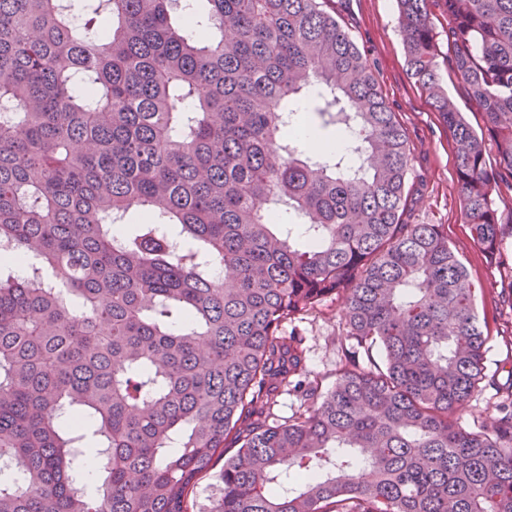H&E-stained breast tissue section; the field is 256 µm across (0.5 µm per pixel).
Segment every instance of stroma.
<instances>
[{"instance_id": "stroma-1", "label": "stroma", "mask_w": 512, "mask_h": 512, "mask_svg": "<svg viewBox=\"0 0 512 512\" xmlns=\"http://www.w3.org/2000/svg\"><path fill=\"white\" fill-rule=\"evenodd\" d=\"M333 6L366 55L413 149L409 182L414 191L407 205L408 223L445 225L450 247L477 288V309L487 321L489 336L485 365L495 382L481 384L461 410L460 422L465 429H481L500 406H512V172L502 168L495 142L486 141V162L495 177L493 196L503 233L501 252L490 262L463 219L453 135L409 75L396 0H334ZM437 64L449 96L472 128L482 130L483 114L473 106L455 75L452 51L442 49ZM344 308L343 296L334 295L282 328L283 334L295 332L303 337L306 367L327 387L335 382L343 357L347 332Z\"/></svg>"}]
</instances>
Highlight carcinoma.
Here are the masks:
<instances>
[{
	"label": "carcinoma",
	"instance_id": "cac0c4a2",
	"mask_svg": "<svg viewBox=\"0 0 512 512\" xmlns=\"http://www.w3.org/2000/svg\"><path fill=\"white\" fill-rule=\"evenodd\" d=\"M329 2L0 0V245L26 264L0 266V475L20 474L0 512H188L217 457L209 512H512V410L459 422L486 380L476 288L445 225L405 221L410 145ZM430 2L397 0L407 66L493 261L512 0H440L480 135L438 76ZM190 14L233 39L198 41ZM310 94L307 125L343 148L302 152ZM336 294V383L275 421L307 374L281 327ZM91 438L94 494L73 485ZM223 467L224 459L219 458L209 470L200 475L187 504L190 512H209L212 500L218 492Z\"/></svg>",
	"mask_w": 512,
	"mask_h": 512
}]
</instances>
